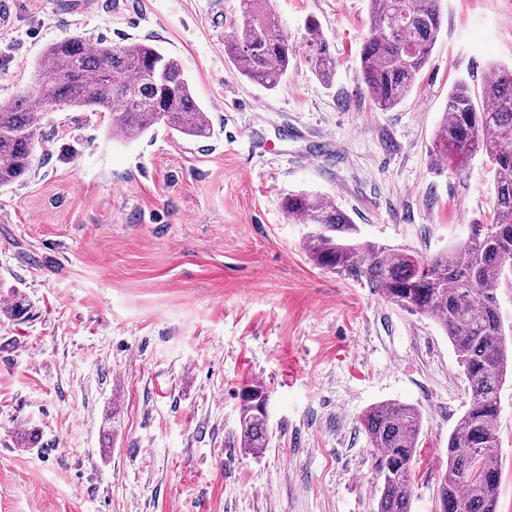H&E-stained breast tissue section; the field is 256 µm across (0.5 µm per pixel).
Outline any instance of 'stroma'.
<instances>
[{
    "instance_id": "1",
    "label": "stroma",
    "mask_w": 512,
    "mask_h": 512,
    "mask_svg": "<svg viewBox=\"0 0 512 512\" xmlns=\"http://www.w3.org/2000/svg\"><path fill=\"white\" fill-rule=\"evenodd\" d=\"M303 45L317 20L332 87L305 62L276 90L237 76V0H11L0 104L51 42L153 43L208 113L197 140L158 124L128 140L108 112L50 110L28 175L0 187V512H374V405L422 413L411 512H435L467 409L447 336L344 271L308 260L314 227L285 197H331L362 239L424 255L493 217L495 175L432 149L448 93L512 67V0H442L411 96L355 93L368 0H272ZM269 394V448L239 447V392ZM36 430L37 444L15 436ZM497 512H512V382L500 391Z\"/></svg>"
}]
</instances>
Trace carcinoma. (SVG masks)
Returning <instances> with one entry per match:
<instances>
[{"label":"carcinoma","instance_id":"cac0c4a2","mask_svg":"<svg viewBox=\"0 0 512 512\" xmlns=\"http://www.w3.org/2000/svg\"><path fill=\"white\" fill-rule=\"evenodd\" d=\"M440 0H369L368 37L360 56V89L381 110L400 105L414 90L442 30ZM305 63L333 84L335 57L320 24H306ZM224 55L247 81L276 89L297 60L281 33L270 0H239V17ZM38 74L10 103L0 105V186L24 177L46 106L112 113V130L133 139L162 123L192 138H207L210 122L180 61L138 40L114 46L80 34L49 45ZM434 151L464 158L483 152L496 178L495 210L488 224L474 223L469 237L433 257L358 238L351 218L324 196L294 193L288 216L318 225L306 242L316 265L350 272L411 315L435 319L452 344L468 381L470 402L448 440L439 476L436 512H497L501 468L499 393L512 378V335L503 325L497 291L512 270V69L496 70L481 98L460 81L448 93ZM268 393L258 384L240 393V447L250 455L269 448ZM378 451L380 486L374 512H411L414 465L420 450L421 411L389 402L361 420Z\"/></svg>","mask_w":512,"mask_h":512}]
</instances>
